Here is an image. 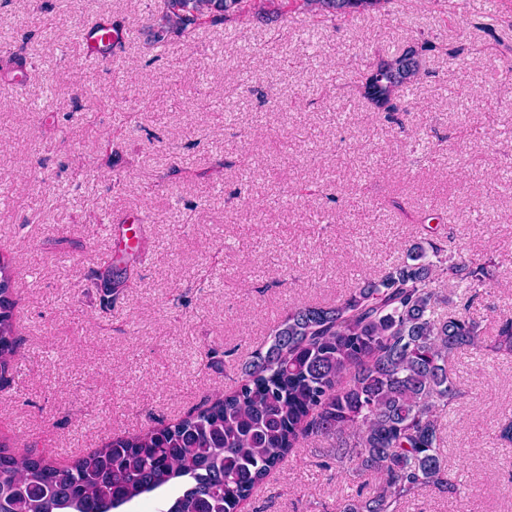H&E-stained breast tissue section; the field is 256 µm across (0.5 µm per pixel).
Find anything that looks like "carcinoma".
Returning a JSON list of instances; mask_svg holds the SVG:
<instances>
[{"label": "carcinoma", "mask_w": 512, "mask_h": 512, "mask_svg": "<svg viewBox=\"0 0 512 512\" xmlns=\"http://www.w3.org/2000/svg\"><path fill=\"white\" fill-rule=\"evenodd\" d=\"M151 26L155 42L191 28L235 19L243 4L258 14L292 0H162ZM316 14L344 17L389 0H299ZM420 68L413 50L369 68L358 87L377 110ZM433 242L414 243L406 261L356 284L332 306L293 307L274 325L266 349L241 367L234 390L176 421L117 436L57 467L33 448L0 440V512H118L144 494L183 487L159 512H240L270 472L296 454L301 439H335L336 459L360 474L379 476L358 490L342 512H402V501L426 488L454 493L439 452L437 413L459 397L448 357L480 343L467 317L475 295L436 315L437 271L469 283L486 266L451 256ZM433 253L437 261L428 259ZM11 262L0 255V367L14 360L18 336ZM495 347L512 353V317L498 327ZM349 382H343L345 377Z\"/></svg>", "instance_id": "cac0c4a2"}]
</instances>
